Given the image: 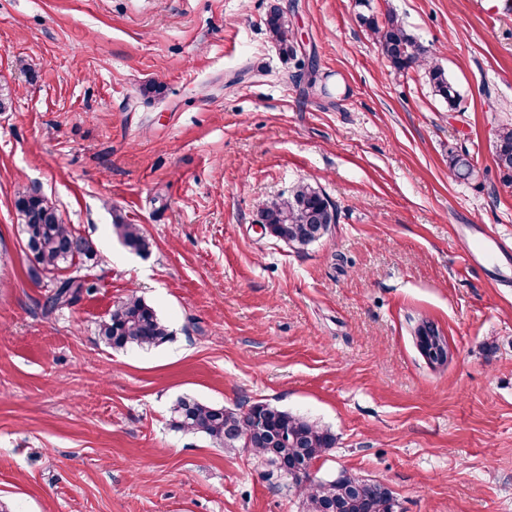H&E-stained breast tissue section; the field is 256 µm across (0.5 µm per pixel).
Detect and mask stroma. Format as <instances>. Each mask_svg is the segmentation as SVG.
<instances>
[{"instance_id":"1","label":"stroma","mask_w":512,"mask_h":512,"mask_svg":"<svg viewBox=\"0 0 512 512\" xmlns=\"http://www.w3.org/2000/svg\"><path fill=\"white\" fill-rule=\"evenodd\" d=\"M369 3L438 50L461 111L389 66L356 0H0V512H303L252 452L172 429L182 396L331 429L314 474L379 481L396 512H512V254L471 261L512 239L492 152L512 14ZM275 6L315 88L267 38ZM462 143L469 182L448 172ZM301 181L337 221L299 251L260 213ZM31 188L99 258L69 270L92 293L51 313L15 208ZM133 291L171 335L115 351L97 325ZM421 318L447 365L419 354ZM112 234L126 247L136 253L145 252L149 248V242L145 236L143 227L139 224L127 222L121 215H116L113 220Z\"/></svg>"}]
</instances>
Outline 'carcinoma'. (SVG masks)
Listing matches in <instances>:
<instances>
[{
	"mask_svg": "<svg viewBox=\"0 0 512 512\" xmlns=\"http://www.w3.org/2000/svg\"><path fill=\"white\" fill-rule=\"evenodd\" d=\"M360 19L374 33L382 55L395 70L428 67L435 95L448 104V110L460 108L461 99L453 84L445 71L433 64L435 50L420 43L393 15L381 25L370 16L362 15ZM266 32L284 58L296 55L293 29L280 9L270 10ZM493 149L496 167L511 180L512 127L497 130ZM448 170L464 181L475 175L473 156L467 147L448 151ZM15 207L37 270L53 277L45 311L73 306L92 286L78 277H63L60 272L96 260L93 244L64 223L55 204L37 190L19 194ZM336 218V206L304 181L298 182L288 196L268 203L261 213V223L269 225L270 236L299 249L324 237ZM112 234L137 253L149 248L143 227L127 222L121 215L113 220ZM170 335L156 310L135 293L115 303L99 324V336L115 350L156 347ZM169 413L170 426L176 431L203 436L226 451L245 448L255 453L271 467L270 475L288 479V487L302 495L304 512H394L392 494L380 483L347 474L321 480L307 472H291L296 465L313 462L336 445L328 429L304 416L266 403L254 404L244 412L187 397L174 401Z\"/></svg>",
	"mask_w": 512,
	"mask_h": 512,
	"instance_id": "carcinoma-1",
	"label": "carcinoma"
}]
</instances>
